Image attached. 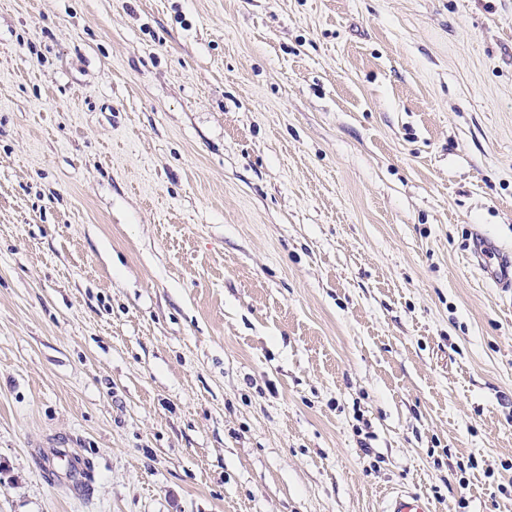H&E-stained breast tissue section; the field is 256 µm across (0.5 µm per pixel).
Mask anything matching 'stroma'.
<instances>
[{"label":"stroma","mask_w":512,"mask_h":512,"mask_svg":"<svg viewBox=\"0 0 512 512\" xmlns=\"http://www.w3.org/2000/svg\"><path fill=\"white\" fill-rule=\"evenodd\" d=\"M479 233L512 0H0V512H512ZM384 512H433L429 499L407 490L393 492L385 501Z\"/></svg>","instance_id":"obj_1"}]
</instances>
